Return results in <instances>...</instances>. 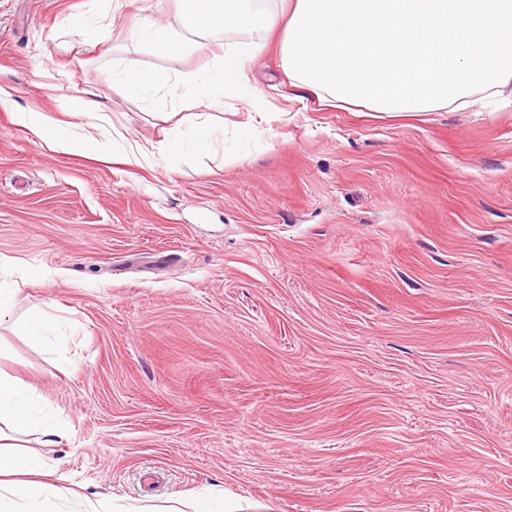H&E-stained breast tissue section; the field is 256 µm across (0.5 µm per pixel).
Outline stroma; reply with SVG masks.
Here are the masks:
<instances>
[{
    "label": "stroma",
    "mask_w": 512,
    "mask_h": 512,
    "mask_svg": "<svg viewBox=\"0 0 512 512\" xmlns=\"http://www.w3.org/2000/svg\"><path fill=\"white\" fill-rule=\"evenodd\" d=\"M136 13L0 0L17 109L145 145L198 111L224 130L223 159L130 166L0 109V258L66 333L0 324V373L64 431L34 450L98 512L214 487L209 512H512V104L328 108L272 47L223 104L145 102L115 71H202L235 37L162 56ZM13 114L16 122L28 129L37 139L71 153L96 149L98 140L95 133L106 129V124L110 125L109 118L101 112H83L85 121L79 127L81 132L63 128L57 120L43 112L20 111Z\"/></svg>",
    "instance_id": "obj_1"
}]
</instances>
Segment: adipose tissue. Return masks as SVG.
Returning <instances> with one entry per match:
<instances>
[{
	"mask_svg": "<svg viewBox=\"0 0 512 512\" xmlns=\"http://www.w3.org/2000/svg\"><path fill=\"white\" fill-rule=\"evenodd\" d=\"M271 0H177L164 21L135 19L129 37L163 54H180L188 32L227 31L233 50L215 58L213 70L192 80L154 69H124L120 81L145 97L165 85L212 107L245 86L247 61L262 53L274 27ZM282 65L294 87L337 105L371 112H435L467 107L478 95L512 88V0H289L279 40ZM16 122L44 143L71 153L96 149L109 122L88 112L79 130L63 128L41 112H17ZM125 164L161 154L169 159L217 155L223 132L201 115L184 116L156 149L122 134ZM39 431L56 435L44 400L23 380L0 374V512H47L70 491L29 447Z\"/></svg>",
	"mask_w": 512,
	"mask_h": 512,
	"instance_id": "1",
	"label": "adipose tissue"
}]
</instances>
